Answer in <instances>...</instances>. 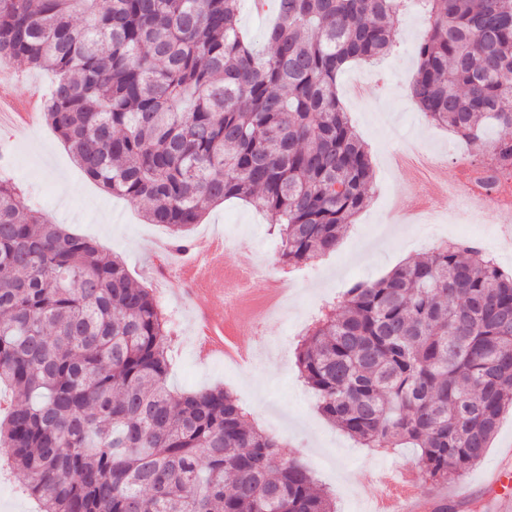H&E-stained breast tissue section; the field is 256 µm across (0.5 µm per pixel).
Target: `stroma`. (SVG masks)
I'll return each instance as SVG.
<instances>
[{"mask_svg": "<svg viewBox=\"0 0 512 512\" xmlns=\"http://www.w3.org/2000/svg\"><path fill=\"white\" fill-rule=\"evenodd\" d=\"M425 29L420 14L401 16L395 25L396 48L391 54L370 64H349L338 77L339 99L370 147L374 169L371 200L353 219L334 252L293 271L297 299L287 320L270 321L259 328L250 318H242L237 324L242 342L256 346L284 337L288 350H295L301 338L300 325L311 324L352 283L385 277L428 252L445 235L474 242L486 251H499L501 267L512 269V254L499 249L500 230L491 209L462 213L454 224L442 215L417 221L414 204L431 197L432 184L419 181L402 190L397 187L399 178L389 158L405 145H421L435 153L443 162L445 180L452 183L458 173L457 155L473 160L501 134L499 128L490 126L482 141L470 144L431 124L411 106L406 89L415 73L416 47ZM1 149L14 158L11 173L24 191L26 205H38L52 222L96 240L104 252L121 257L136 280L151 279V248L167 242V229L146 223L133 203L103 192L75 164L45 121H38L18 137L0 130ZM232 225L238 228L232 236L234 247L247 244L263 257L275 250L270 217L235 200L210 209L201 224L192 228L190 238L196 243L203 231ZM234 247L226 253V262L234 261ZM224 289L219 282L204 295H171L169 311L178 338L169 388L175 392L217 385L230 389L259 426L277 429L280 439L332 492L336 512H365L372 496L370 479L376 476L389 481L399 468L416 465V449L390 448L379 454L361 447L323 416L295 360L272 354L243 368L225 364L219 357L200 360L191 345L194 315L211 305Z\"/></svg>", "mask_w": 512, "mask_h": 512, "instance_id": "obj_1", "label": "stroma"}]
</instances>
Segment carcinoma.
<instances>
[{"mask_svg": "<svg viewBox=\"0 0 512 512\" xmlns=\"http://www.w3.org/2000/svg\"><path fill=\"white\" fill-rule=\"evenodd\" d=\"M409 0H276L251 42L241 0H0V60L55 75L43 117L106 192L188 232L228 199L270 214L291 269L336 249L370 200V152L336 93L394 48ZM410 91L468 142L505 130L512 0H419ZM0 172V447L38 512H335L330 493L224 387L174 394L154 289L93 240L24 206ZM322 414L365 448H417L434 484L479 463L512 410V272L441 243L355 282L301 340Z\"/></svg>", "mask_w": 512, "mask_h": 512, "instance_id": "obj_1", "label": "carcinoma"}]
</instances>
